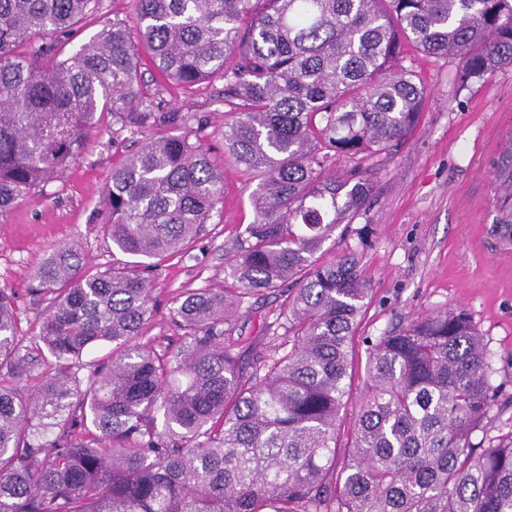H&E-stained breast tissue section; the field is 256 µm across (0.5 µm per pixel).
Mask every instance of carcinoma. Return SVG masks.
<instances>
[{
	"label": "carcinoma",
	"instance_id": "carcinoma-1",
	"mask_svg": "<svg viewBox=\"0 0 512 512\" xmlns=\"http://www.w3.org/2000/svg\"><path fill=\"white\" fill-rule=\"evenodd\" d=\"M101 4L0 0V212L105 121L145 137L103 199L102 231L129 259L94 270L52 249L28 345L0 288V512H512V429L472 442L495 388L461 307L372 342L339 444L369 288L356 250L321 260L373 193L364 157L420 122L404 42L467 75L512 64V0H131L135 26L114 21L61 57L58 38L77 40ZM143 51L185 93L224 83V156L256 180L228 285L174 296L167 346L144 339L150 268L188 255L223 207L224 167L202 117L156 101ZM341 156L352 185L331 172ZM271 294L268 350L244 363L236 321Z\"/></svg>",
	"mask_w": 512,
	"mask_h": 512
}]
</instances>
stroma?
I'll return each instance as SVG.
<instances>
[{
	"instance_id": "35a3bbf8",
	"label": "stroma",
	"mask_w": 512,
	"mask_h": 512,
	"mask_svg": "<svg viewBox=\"0 0 512 512\" xmlns=\"http://www.w3.org/2000/svg\"><path fill=\"white\" fill-rule=\"evenodd\" d=\"M402 64L425 89L421 121L389 152L373 158L369 203L324 245L332 255L357 250L371 290L353 350L351 393L357 397L363 390L365 337L382 335L412 315L458 306L484 338L496 390L492 426L505 429L512 426V266L492 258L490 239L504 221L493 176L501 167L512 168V157L498 159L495 138L499 126L512 123V64L469 77L457 59L411 48ZM160 98L165 107L203 116L211 153L222 158L221 85L188 98L166 88ZM133 148L103 124L68 171L0 213V287L15 295L21 334L29 333L45 309V300L31 291V274L51 249L73 244L93 268L111 266L112 244L99 231L102 195L113 166ZM253 188L246 174L225 161L222 215L190 244L188 257L168 259L154 272L156 313L149 338L162 343L175 335L168 319L172 296L223 287L225 258L253 220ZM274 307L272 299L253 300L250 317L239 325L244 357L263 349V329L273 322Z\"/></svg>"
}]
</instances>
